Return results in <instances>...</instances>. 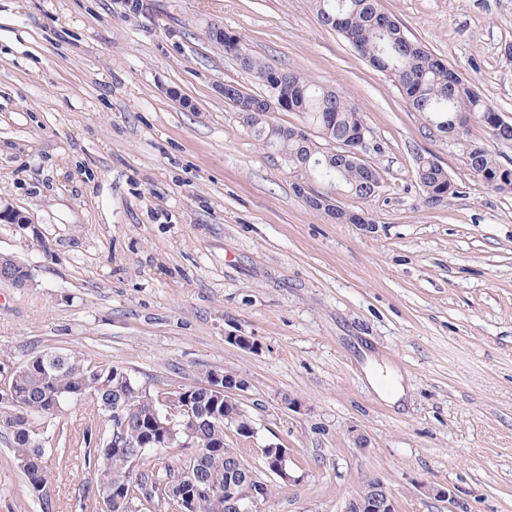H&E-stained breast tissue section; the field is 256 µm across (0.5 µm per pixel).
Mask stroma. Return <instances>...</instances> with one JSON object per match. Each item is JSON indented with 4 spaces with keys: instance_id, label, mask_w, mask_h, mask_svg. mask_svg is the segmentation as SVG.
Instances as JSON below:
<instances>
[{
    "instance_id": "obj_1",
    "label": "stroma",
    "mask_w": 512,
    "mask_h": 512,
    "mask_svg": "<svg viewBox=\"0 0 512 512\" xmlns=\"http://www.w3.org/2000/svg\"><path fill=\"white\" fill-rule=\"evenodd\" d=\"M382 5L512 122V0ZM213 25L359 104L385 189L335 200L374 233L311 211L304 172L241 126L224 84L259 85ZM419 126L311 0H0V199L33 223L0 224L31 272L0 281V364L74 353L146 389L245 377L256 434L225 440L254 466L267 444L291 453L262 512H343L373 479L396 512H512V194ZM420 154L457 184L447 204L425 205ZM377 365L403 405L374 391ZM103 421L82 398L42 423L43 500L0 437V512H97L82 435Z\"/></svg>"
}]
</instances>
